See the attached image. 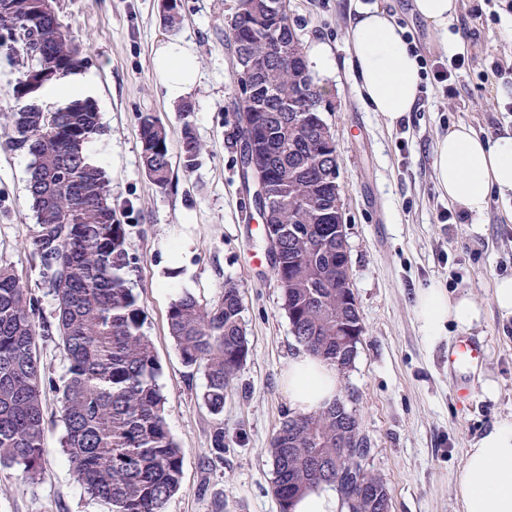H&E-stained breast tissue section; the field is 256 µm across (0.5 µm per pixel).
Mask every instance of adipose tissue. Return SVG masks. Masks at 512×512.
<instances>
[{
    "mask_svg": "<svg viewBox=\"0 0 512 512\" xmlns=\"http://www.w3.org/2000/svg\"><path fill=\"white\" fill-rule=\"evenodd\" d=\"M458 8L459 0H413L414 12L452 50L458 44L448 32V22ZM401 33L394 16L380 7L360 11L349 28V64L360 78L365 100L372 111L391 121L413 111L420 82L417 59ZM153 67L170 99L187 95L196 83V57L182 40L159 44ZM432 167L449 205L466 215H483L492 196L512 195V132L488 137L466 125L454 127L437 136ZM415 312L421 330L433 340L451 323L471 329L483 314L469 294L452 298L437 285L418 293ZM283 380L297 413L327 407L340 393L336 368L305 351L289 360ZM456 497L461 512H512V416L498 420L466 449Z\"/></svg>",
    "mask_w": 512,
    "mask_h": 512,
    "instance_id": "1",
    "label": "adipose tissue"
}]
</instances>
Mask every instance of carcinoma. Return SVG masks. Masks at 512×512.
Returning <instances> with one entry per match:
<instances>
[{
  "label": "carcinoma",
  "mask_w": 512,
  "mask_h": 512,
  "mask_svg": "<svg viewBox=\"0 0 512 512\" xmlns=\"http://www.w3.org/2000/svg\"><path fill=\"white\" fill-rule=\"evenodd\" d=\"M246 2L236 0L224 18V46L256 63L258 82L272 97L264 112L233 113L235 145L246 144L259 163V169H249L251 180L260 171L277 178L278 218L266 233L277 242L267 253L292 335L343 374L356 355L336 364V316L355 321L360 316L336 289V255L317 247L319 238L336 245L339 221L338 162L317 152L330 128L319 112L281 111L285 101L301 95L321 100L324 93L306 82L310 68L288 15L259 22L247 14ZM40 7L41 0H0V31L16 33L0 45L33 64V45L48 46L63 63L52 80L61 84L82 66V47L58 17L41 18ZM277 36L296 40V57L288 64L271 60ZM78 102L50 109L19 99L8 130L0 134L5 146L30 157L27 191L35 226L44 234L32 236L27 247L56 302L55 324L37 325L34 298L11 267L0 265V468L29 481L39 475L43 389L49 385L61 393V447L89 498L110 512H166L180 489L182 452L167 427L157 383L160 364L143 331L145 310L127 278L133 265L129 229L112 207L105 170L91 158L90 145L102 133L100 112L93 103L76 111ZM140 135L144 171L163 188L172 172L167 128L145 112ZM179 149L187 168L202 151L188 124ZM242 312L238 285L231 280L209 302L184 293L167 311L168 332L183 363L203 369L202 399L214 415L223 413L227 391L250 353ZM53 330L68 362L59 384L42 374L36 347L39 332ZM338 430L354 450L346 465L354 489L365 484L373 490L363 498L341 497L343 507L380 512L388 487L366 468L361 448L367 438L355 411L338 399L322 410L288 417L273 437L272 490L280 512H292L295 499L310 489L334 486Z\"/></svg>",
  "instance_id": "carcinoma-1"
}]
</instances>
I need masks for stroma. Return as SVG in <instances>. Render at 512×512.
<instances>
[{
  "mask_svg": "<svg viewBox=\"0 0 512 512\" xmlns=\"http://www.w3.org/2000/svg\"><path fill=\"white\" fill-rule=\"evenodd\" d=\"M235 0H177L175 22L165 0H56L61 23L84 44L82 73L105 127L91 150L107 172L112 204L130 229L136 259L132 281L147 315L145 330L161 365L166 421L183 455L179 492L167 512H280L271 490L268 449L292 409L282 372L300 347L282 308L263 224L242 189L239 153L231 146L234 84L224 48V16ZM411 0H288L290 22L305 47L329 45L334 69L317 74L329 86L325 122L336 137L351 289L363 326L358 354L340 377V398L355 411L370 441L369 467L386 482L391 512H460L455 484L464 452L501 417L512 414V319L498 314L493 284L512 276V198L492 197L480 219L440 221L448 203L433 176L438 135L465 124L477 133L512 130V0H459L449 33L465 39L477 63L448 84L424 80L413 112L389 122L371 111L348 63L347 29L359 10L380 6L396 15L428 62L445 54L440 37L415 15ZM169 38L189 42L198 66L195 87L172 101L152 59ZM508 97H501V90ZM157 114L172 142L191 127L204 151L184 170L172 158L171 182L158 188L141 160L139 116ZM29 157L0 146V264L13 267L52 320L55 301L24 244L35 224L26 185ZM239 285L249 357L221 415L204 405L202 371L187 367L167 332V311L185 292L201 301L225 280ZM438 284L469 293L485 316L471 329L484 356L471 373L474 395L456 396L448 353L462 338L449 328L428 340L415 317L417 293ZM499 386L484 397L485 378ZM48 427L36 481L0 471V512H108L91 500L59 444V395L45 389ZM224 427V455L207 460L215 425Z\"/></svg>",
  "mask_w": 512,
  "mask_h": 512,
  "instance_id": "1",
  "label": "stroma"
}]
</instances>
